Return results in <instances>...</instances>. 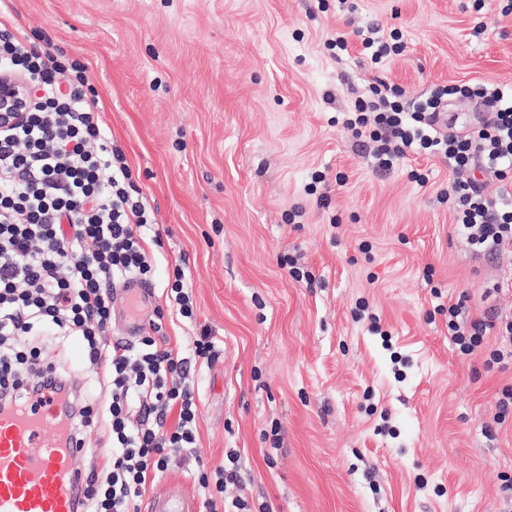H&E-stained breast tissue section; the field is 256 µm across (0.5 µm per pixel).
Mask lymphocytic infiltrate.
<instances>
[{
	"label": "lymphocytic infiltrate",
	"mask_w": 512,
	"mask_h": 512,
	"mask_svg": "<svg viewBox=\"0 0 512 512\" xmlns=\"http://www.w3.org/2000/svg\"><path fill=\"white\" fill-rule=\"evenodd\" d=\"M1 71L22 75L34 95L20 123L0 128V408L59 399L78 438L101 418L111 459L88 473L85 512H139L148 481L196 447L188 359L156 341L161 323L151 322L135 353L108 340L113 288L152 274L143 246L152 217L123 152L104 138L99 101L85 91L84 66L62 62L53 48H36L1 28ZM401 95L398 87L377 82L343 121L356 141L372 142L379 169L392 170L411 155H441L452 170H486L512 187L511 89L437 85L408 107ZM452 96L479 100L486 112L461 135L440 131ZM437 198L450 205L475 251L512 246V208L488 199L477 180L453 179ZM491 329L499 339L489 351ZM47 332L82 341L89 364L112 389L99 412L77 405L69 376L56 364H41V347L19 343ZM448 334L461 355L485 353L486 368L512 365V318L499 311L473 320L464 302L451 304ZM173 411L178 420L170 427Z\"/></svg>",
	"instance_id": "f902f5d3"
}]
</instances>
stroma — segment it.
I'll return each mask as SVG.
<instances>
[{"instance_id":"35a3bbf8","label":"stroma","mask_w":512,"mask_h":512,"mask_svg":"<svg viewBox=\"0 0 512 512\" xmlns=\"http://www.w3.org/2000/svg\"><path fill=\"white\" fill-rule=\"evenodd\" d=\"M352 2L0 0V15L86 66L161 231L146 250L168 347L189 353L206 328L221 348L189 374L196 459L147 494L176 485L204 505L199 474L235 453L225 499L274 512H512V415L494 422L512 369L461 355L437 311L465 293L481 317L495 286L512 313V248L483 255L457 232L436 200L446 158L381 171L340 121L379 79L407 101L512 87V0ZM372 24L398 32L400 55L362 54ZM177 265L191 319L167 297ZM46 346L89 404L107 402L79 341Z\"/></svg>"}]
</instances>
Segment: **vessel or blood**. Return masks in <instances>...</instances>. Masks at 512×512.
<instances>
[{
	"instance_id": "obj_1",
	"label": "vessel or blood",
	"mask_w": 512,
	"mask_h": 512,
	"mask_svg": "<svg viewBox=\"0 0 512 512\" xmlns=\"http://www.w3.org/2000/svg\"><path fill=\"white\" fill-rule=\"evenodd\" d=\"M80 450L66 435L57 402L41 411L0 412V512H83ZM144 512H197L176 487L150 497Z\"/></svg>"
}]
</instances>
